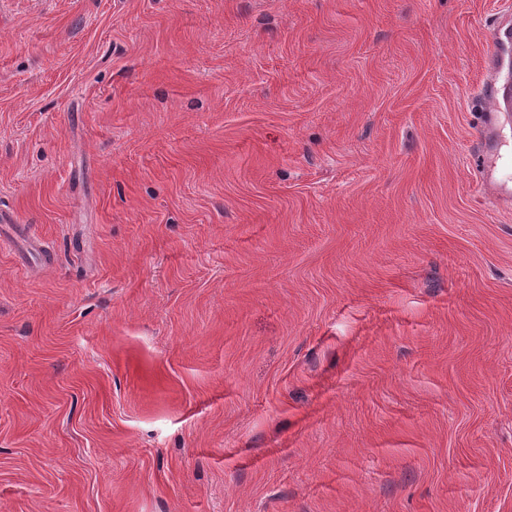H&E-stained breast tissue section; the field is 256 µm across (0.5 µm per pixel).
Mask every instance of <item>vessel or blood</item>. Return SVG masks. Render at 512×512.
Returning <instances> with one entry per match:
<instances>
[{
  "label": "vessel or blood",
  "mask_w": 512,
  "mask_h": 512,
  "mask_svg": "<svg viewBox=\"0 0 512 512\" xmlns=\"http://www.w3.org/2000/svg\"><path fill=\"white\" fill-rule=\"evenodd\" d=\"M510 66L512 67V33L505 31L494 39L493 51L487 59L490 79L481 97L479 153L483 158V175L489 182L494 180L496 160L499 156V146L495 137L497 117L503 108L512 105V91L499 85L498 78L500 71Z\"/></svg>",
  "instance_id": "vessel-or-blood-1"
}]
</instances>
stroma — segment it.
<instances>
[{
    "label": "stroma",
    "instance_id": "35a3bbf8",
    "mask_svg": "<svg viewBox=\"0 0 512 512\" xmlns=\"http://www.w3.org/2000/svg\"><path fill=\"white\" fill-rule=\"evenodd\" d=\"M512 0H0V512H512ZM497 36L498 32L494 38L493 51L486 62L490 79L487 83V89L483 91L481 97L482 124L479 153L483 158V175L486 181L496 184L501 195L510 198L511 191L508 189L507 182L511 181V173L504 174V181L497 182L494 178V172L496 160L500 153L495 137L498 113L512 104V91L498 85L500 71L504 68L510 70V66L512 67V33L504 31Z\"/></svg>",
    "mask_w": 512,
    "mask_h": 512
}]
</instances>
